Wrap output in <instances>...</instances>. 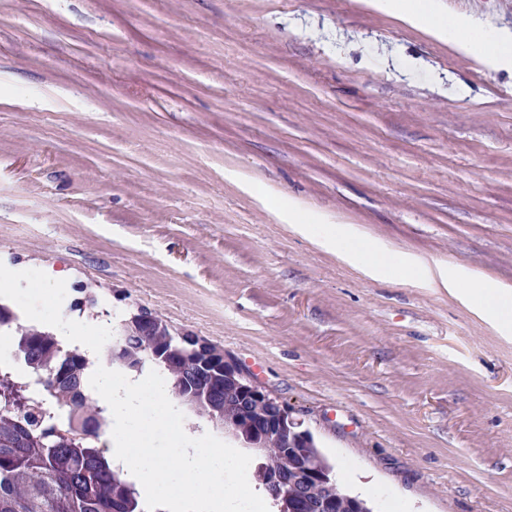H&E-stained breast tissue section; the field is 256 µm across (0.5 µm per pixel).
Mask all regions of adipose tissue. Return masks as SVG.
Instances as JSON below:
<instances>
[{"label": "adipose tissue", "instance_id": "adipose-tissue-1", "mask_svg": "<svg viewBox=\"0 0 512 512\" xmlns=\"http://www.w3.org/2000/svg\"><path fill=\"white\" fill-rule=\"evenodd\" d=\"M368 6L401 18L435 38L464 51L477 63L512 55V36L486 27L476 16L458 13L447 16L440 0H367ZM301 223L363 267L378 271L398 269L413 279L438 278L445 288L466 286L470 294L486 306L488 314L504 325L512 324V288L480 280L473 274L449 276L446 267H430L398 255L387 254L377 244L343 226L321 224L304 215ZM17 305L26 323L57 333L70 340L88 338L105 341L112 334L108 320L91 321L68 310V285L64 277L37 269H0V301Z\"/></svg>", "mask_w": 512, "mask_h": 512}]
</instances>
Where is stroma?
<instances>
[{
  "mask_svg": "<svg viewBox=\"0 0 512 512\" xmlns=\"http://www.w3.org/2000/svg\"><path fill=\"white\" fill-rule=\"evenodd\" d=\"M292 208L512 285V65L364 0H0V267L223 349L418 512H512V327ZM297 220L301 224H308V229L314 235L334 244L348 257L358 260L363 267L373 273L377 274L379 268H396L412 279H433L435 277L434 269L425 263L398 255H388L371 240L363 238L341 225L318 224L316 219L310 215H302Z\"/></svg>",
  "mask_w": 512,
  "mask_h": 512,
  "instance_id": "obj_1",
  "label": "stroma"
}]
</instances>
